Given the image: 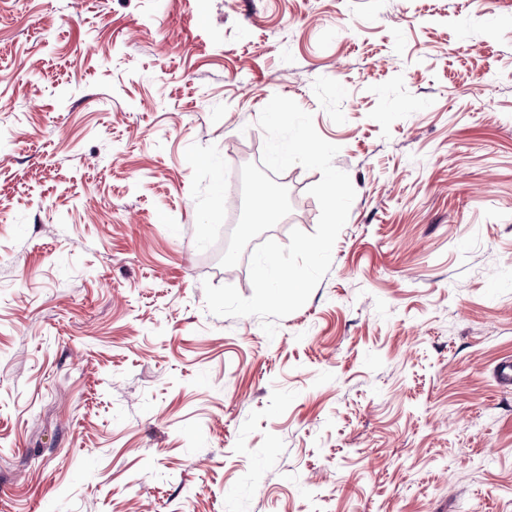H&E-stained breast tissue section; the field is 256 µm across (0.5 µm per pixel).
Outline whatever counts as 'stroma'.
<instances>
[{"label":"stroma","mask_w":512,"mask_h":512,"mask_svg":"<svg viewBox=\"0 0 512 512\" xmlns=\"http://www.w3.org/2000/svg\"><path fill=\"white\" fill-rule=\"evenodd\" d=\"M276 95L355 198L270 338ZM508 357L512 0H0V512H512Z\"/></svg>","instance_id":"stroma-1"}]
</instances>
